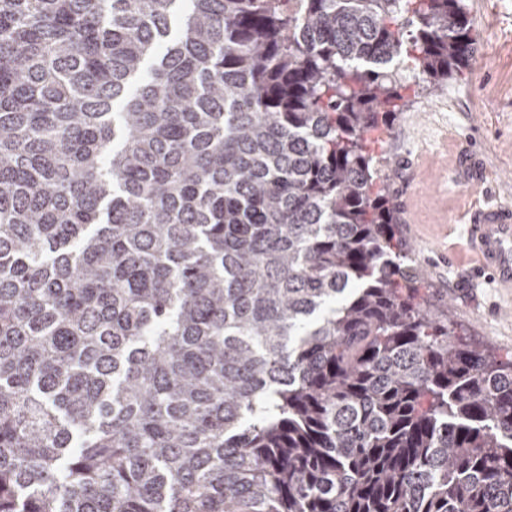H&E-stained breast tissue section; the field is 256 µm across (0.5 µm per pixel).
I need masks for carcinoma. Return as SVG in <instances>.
Instances as JSON below:
<instances>
[{"label": "carcinoma", "instance_id": "carcinoma-1", "mask_svg": "<svg viewBox=\"0 0 512 512\" xmlns=\"http://www.w3.org/2000/svg\"><path fill=\"white\" fill-rule=\"evenodd\" d=\"M464 0H0V512H512V360L406 281L365 135Z\"/></svg>", "mask_w": 512, "mask_h": 512}]
</instances>
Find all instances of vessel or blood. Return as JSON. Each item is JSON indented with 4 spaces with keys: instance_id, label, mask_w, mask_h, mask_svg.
<instances>
[{
    "instance_id": "b4317fda",
    "label": "vessel or blood",
    "mask_w": 512,
    "mask_h": 512,
    "mask_svg": "<svg viewBox=\"0 0 512 512\" xmlns=\"http://www.w3.org/2000/svg\"><path fill=\"white\" fill-rule=\"evenodd\" d=\"M467 239L479 266L499 287L512 288V205H493L469 213Z\"/></svg>"
}]
</instances>
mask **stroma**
<instances>
[{
    "label": "stroma",
    "instance_id": "35a3bbf8",
    "mask_svg": "<svg viewBox=\"0 0 512 512\" xmlns=\"http://www.w3.org/2000/svg\"><path fill=\"white\" fill-rule=\"evenodd\" d=\"M466 5L477 39L467 67L436 91L404 70L407 105L388 131L374 132L371 149L421 303L504 361L512 357V291L479 269L465 213L512 204V0Z\"/></svg>",
    "mask_w": 512,
    "mask_h": 512
}]
</instances>
